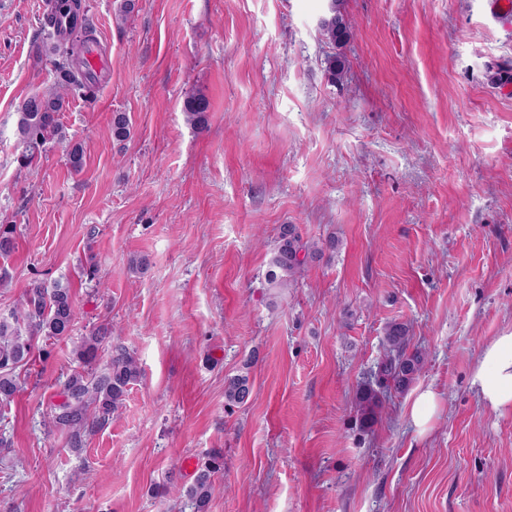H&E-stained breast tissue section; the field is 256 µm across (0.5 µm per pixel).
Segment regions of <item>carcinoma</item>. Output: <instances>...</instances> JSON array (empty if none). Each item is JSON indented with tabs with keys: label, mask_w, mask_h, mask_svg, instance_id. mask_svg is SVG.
Returning <instances> with one entry per match:
<instances>
[{
	"label": "carcinoma",
	"mask_w": 512,
	"mask_h": 512,
	"mask_svg": "<svg viewBox=\"0 0 512 512\" xmlns=\"http://www.w3.org/2000/svg\"><path fill=\"white\" fill-rule=\"evenodd\" d=\"M341 0H331L329 16L321 23L323 36L331 43L341 44L349 36V27L340 9ZM81 0H74L72 22L69 28H59V21L48 16L42 26L44 39L55 56L53 90L24 101L19 112L16 135L23 145L21 162L27 166L46 152L51 143L66 148L71 168L79 172L84 166L81 144L70 139L58 121L69 95L91 98L95 95L99 77L84 70V52L96 43L94 27L80 12ZM210 100L197 91L184 100L187 121L196 129L208 122ZM112 137L123 141L130 135V122L123 112L112 116ZM280 245L273 258V270L268 273V284L275 290L291 287L301 275L307 262L322 255L324 249H336V238L324 243L302 241L295 225L285 224L280 230ZM16 248L14 229L0 225V255L7 256ZM78 319L70 288L58 284L48 290L39 284L27 292L25 299L8 316H0V406L10 404L19 392L16 369L27 362L32 343L38 336L58 339L67 337ZM107 331H97L82 337L74 349L77 361L83 367L74 371L63 383L62 400L54 406L53 425L66 431L70 449L82 450L84 434L96 426L112 420L122 407L130 385L137 382L141 369L134 352L122 344L112 346V354L105 368L96 374L99 350ZM409 330L402 323L389 326L386 334L387 355L357 392V407L361 421L372 425L377 419L382 398L390 389L404 390L423 370L425 358L421 351L408 352ZM251 394L245 376L229 379L224 387V398L237 404L245 403ZM215 469L199 472L193 486L187 491L194 512H206L211 495V474Z\"/></svg>",
	"instance_id": "obj_1"
}]
</instances>
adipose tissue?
Here are the masks:
<instances>
[{
	"mask_svg": "<svg viewBox=\"0 0 512 512\" xmlns=\"http://www.w3.org/2000/svg\"><path fill=\"white\" fill-rule=\"evenodd\" d=\"M471 384L485 407L512 412V331L496 336L484 348Z\"/></svg>",
	"mask_w": 512,
	"mask_h": 512,
	"instance_id": "1",
	"label": "adipose tissue"
}]
</instances>
